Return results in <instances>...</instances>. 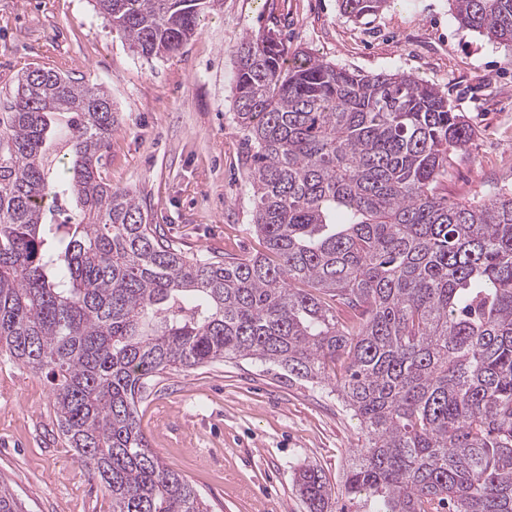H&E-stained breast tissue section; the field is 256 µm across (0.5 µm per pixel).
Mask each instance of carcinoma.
<instances>
[{"instance_id":"cac0c4a2","label":"carcinoma","mask_w":512,"mask_h":512,"mask_svg":"<svg viewBox=\"0 0 512 512\" xmlns=\"http://www.w3.org/2000/svg\"><path fill=\"white\" fill-rule=\"evenodd\" d=\"M376 14L388 0H338ZM210 0H94L137 55L178 52ZM512 48V0H451ZM239 159L263 250L189 256L101 164L112 98L56 66L0 96V351L51 384L59 430L112 512H208L149 448L148 381L237 357L334 382L365 443L347 502L307 467L306 512H512V192L450 202L439 185L472 129L439 86L365 76L243 37ZM70 158L60 170L59 156ZM73 214L53 234L58 203ZM7 484L0 512H20Z\"/></svg>"}]
</instances>
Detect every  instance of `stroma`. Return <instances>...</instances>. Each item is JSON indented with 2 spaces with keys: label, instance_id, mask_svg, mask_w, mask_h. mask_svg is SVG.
Here are the masks:
<instances>
[{
  "label": "stroma",
  "instance_id": "35a3bbf8",
  "mask_svg": "<svg viewBox=\"0 0 512 512\" xmlns=\"http://www.w3.org/2000/svg\"><path fill=\"white\" fill-rule=\"evenodd\" d=\"M266 29L289 50L362 75L404 72L440 86L472 129L451 154L442 194L476 203L512 191V49L460 28L448 0H391L363 20L342 16L338 0H212L178 54L151 60L90 0H0V89L51 55L63 72L108 87L118 125L102 163L113 187L134 191L183 251L245 259L262 244L239 166L231 78L238 42ZM139 423L213 512H306L297 469L317 467L340 485L362 443L331 384L251 358L153 378ZM0 478L26 512H111L59 430L47 380L4 355Z\"/></svg>",
  "mask_w": 512,
  "mask_h": 512
}]
</instances>
